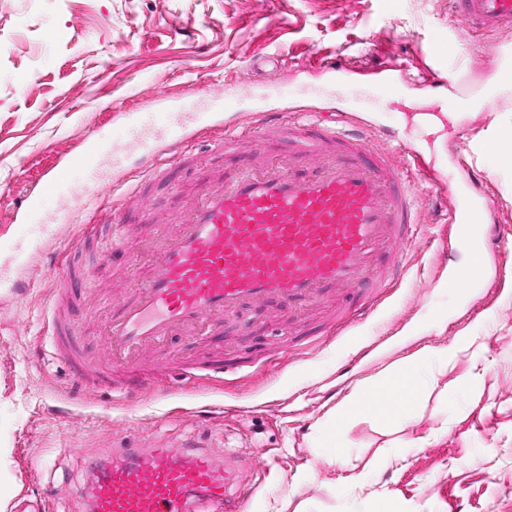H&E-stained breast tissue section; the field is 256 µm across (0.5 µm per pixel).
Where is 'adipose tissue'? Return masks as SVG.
<instances>
[{
	"mask_svg": "<svg viewBox=\"0 0 512 512\" xmlns=\"http://www.w3.org/2000/svg\"><path fill=\"white\" fill-rule=\"evenodd\" d=\"M429 360L430 356L427 352L418 351L404 363L361 381L350 398L337 408V424L347 425L357 418L365 417L382 428L391 429L414 421L417 402L426 385L424 373ZM397 386L409 388V399L399 406L386 407L383 403L386 392Z\"/></svg>",
	"mask_w": 512,
	"mask_h": 512,
	"instance_id": "ef3b65f1",
	"label": "adipose tissue"
}]
</instances>
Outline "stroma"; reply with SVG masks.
<instances>
[{"mask_svg": "<svg viewBox=\"0 0 512 512\" xmlns=\"http://www.w3.org/2000/svg\"><path fill=\"white\" fill-rule=\"evenodd\" d=\"M0 45V448L15 489L10 512H89L75 490L93 460L188 442L217 457L236 449L253 488L241 512H276L286 498L306 512H512V278L491 255L481 284L445 286L461 261L448 235L463 180L492 201L489 223L512 238V88L493 87L487 62L493 45L512 60V29L467 33L448 0H0ZM322 59L358 69L362 95L338 90ZM451 70L481 102L456 122L444 117L451 89L438 84ZM386 73L399 93H383ZM163 107L222 113L228 135L290 112H334L371 150H398L425 174L403 278L339 330L323 308L292 322L274 300L244 310L223 335L180 330L141 348L138 363L159 374L141 392L75 381L48 344L50 270L99 205L124 201L150 159L133 153L122 173L106 158L96 176L71 172L64 195L42 198L49 225L14 217L61 156L89 137H123L126 113ZM420 113L441 127L423 129ZM282 149L247 140L227 154L200 137L165 161L146 204L167 220L205 175ZM66 209L70 223H57ZM152 238L140 225L106 263L107 238L83 246L88 281L67 290L65 311L97 367H110L105 327L145 283ZM478 330L474 357L433 365L439 384L419 399L418 421L336 428L331 415L359 382ZM381 453L401 461L372 473L363 493L346 491L347 469ZM332 454L339 463L328 464Z\"/></svg>", "mask_w": 512, "mask_h": 512, "instance_id": "1", "label": "stroma"}]
</instances>
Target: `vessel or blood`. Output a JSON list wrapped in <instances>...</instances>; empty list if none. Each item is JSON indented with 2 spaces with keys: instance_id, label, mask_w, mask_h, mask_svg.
I'll return each instance as SVG.
<instances>
[{
  "instance_id": "1",
  "label": "vessel or blood",
  "mask_w": 512,
  "mask_h": 512,
  "mask_svg": "<svg viewBox=\"0 0 512 512\" xmlns=\"http://www.w3.org/2000/svg\"><path fill=\"white\" fill-rule=\"evenodd\" d=\"M448 4L469 32L512 27V0ZM196 118L193 112H169L160 124L131 114L128 137L112 143L113 168L131 152L151 154L169 139L192 138ZM272 130L262 126L258 135ZM273 131L290 142L286 162L251 157L233 173L202 182L172 215L174 231L155 251L149 278L105 333L113 356L164 341L185 326L202 325L210 335H221L226 319L274 299L292 313L331 307L341 327L372 307L368 301L347 307L349 295L381 292L403 274L402 263L384 266L379 259L400 253L414 237L416 193L408 170L396 166L388 152L372 151L329 113L317 123L284 124ZM99 153L97 139L84 140L77 153L46 172L44 191H55L67 169L94 170ZM489 213L486 199L460 190L461 229L449 244L468 249L474 263L466 279L449 277V289L482 276L489 243L512 258V240H497ZM153 218L141 205L103 211L87 220L84 232L113 230L110 250L116 253L125 236ZM45 321L54 354L68 361L75 380L111 387V373L94 370L76 348L74 325L53 308ZM250 491L232 451H225L219 464L190 444L183 450L115 449L110 459L95 464L83 494L91 512H190L196 502L209 503L216 512H240L239 502Z\"/></svg>"
}]
</instances>
